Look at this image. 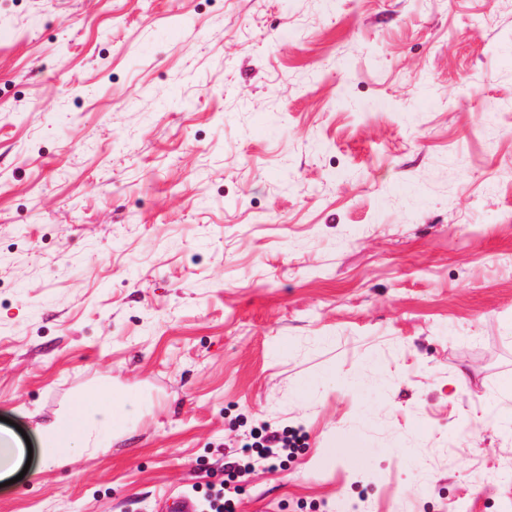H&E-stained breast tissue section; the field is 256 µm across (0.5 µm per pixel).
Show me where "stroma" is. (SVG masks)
I'll list each match as a JSON object with an SVG mask.
<instances>
[{
    "instance_id": "obj_1",
    "label": "stroma",
    "mask_w": 512,
    "mask_h": 512,
    "mask_svg": "<svg viewBox=\"0 0 512 512\" xmlns=\"http://www.w3.org/2000/svg\"><path fill=\"white\" fill-rule=\"evenodd\" d=\"M508 376L512 0H0V417L137 401L0 512H512ZM486 427L496 428L502 424H512V378L504 379L498 389L496 399L482 419ZM253 443L246 445V450H254L256 456L253 459L251 468L256 466H264L266 461L272 454H275L273 448H280L287 450L295 447L296 436L295 434H288V432L279 435L277 433L262 434V431L253 434Z\"/></svg>"
}]
</instances>
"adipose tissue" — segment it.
<instances>
[{
	"label": "adipose tissue",
	"instance_id": "1",
	"mask_svg": "<svg viewBox=\"0 0 512 512\" xmlns=\"http://www.w3.org/2000/svg\"><path fill=\"white\" fill-rule=\"evenodd\" d=\"M132 412L131 402L116 399L111 405L101 406L97 418L91 420L80 412L58 416L39 430L42 455L52 458L59 448L100 450L103 447L101 433L119 427Z\"/></svg>",
	"mask_w": 512,
	"mask_h": 512
}]
</instances>
